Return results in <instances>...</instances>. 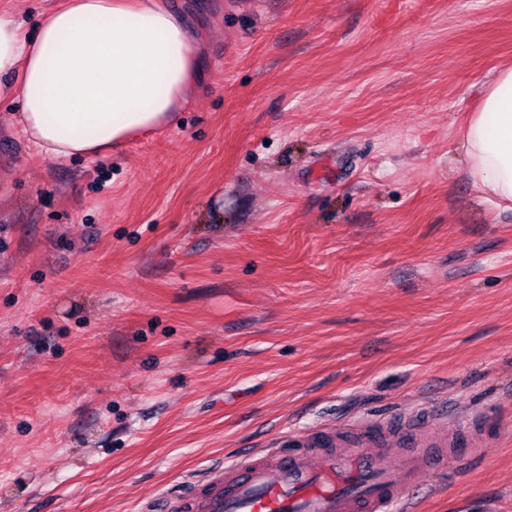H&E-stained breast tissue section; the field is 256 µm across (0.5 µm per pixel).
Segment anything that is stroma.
Instances as JSON below:
<instances>
[{"label": "stroma", "instance_id": "stroma-1", "mask_svg": "<svg viewBox=\"0 0 512 512\" xmlns=\"http://www.w3.org/2000/svg\"><path fill=\"white\" fill-rule=\"evenodd\" d=\"M169 128L53 159L0 104V512H139L252 449L481 411L417 512H512V209L455 150L512 0H164Z\"/></svg>", "mask_w": 512, "mask_h": 512}]
</instances>
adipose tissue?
<instances>
[{
  "label": "adipose tissue",
  "instance_id": "obj_1",
  "mask_svg": "<svg viewBox=\"0 0 512 512\" xmlns=\"http://www.w3.org/2000/svg\"><path fill=\"white\" fill-rule=\"evenodd\" d=\"M204 55L191 17L160 0H64L32 32L0 12V103L48 156H99L175 121ZM459 150L483 197L512 208L511 67L483 93Z\"/></svg>",
  "mask_w": 512,
  "mask_h": 512
}]
</instances>
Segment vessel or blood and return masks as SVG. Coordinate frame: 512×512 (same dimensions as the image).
I'll use <instances>...</instances> for the list:
<instances>
[{"instance_id": "vessel-or-blood-1", "label": "vessel or blood", "mask_w": 512, "mask_h": 512, "mask_svg": "<svg viewBox=\"0 0 512 512\" xmlns=\"http://www.w3.org/2000/svg\"><path fill=\"white\" fill-rule=\"evenodd\" d=\"M486 422L469 417L464 433L445 427L428 449L394 457L385 466L375 453L394 447L407 421L305 434L288 454L262 448L234 464L213 466L190 491L169 493L152 512H413L399 488L414 486L449 459L471 455L470 436Z\"/></svg>"}]
</instances>
